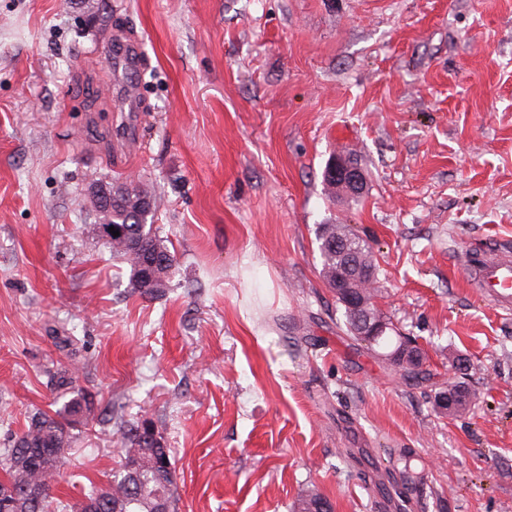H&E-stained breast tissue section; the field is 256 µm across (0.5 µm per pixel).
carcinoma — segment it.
<instances>
[{"label":"carcinoma","instance_id":"cac0c4a2","mask_svg":"<svg viewBox=\"0 0 512 512\" xmlns=\"http://www.w3.org/2000/svg\"><path fill=\"white\" fill-rule=\"evenodd\" d=\"M154 192L146 184H124L112 187V205L96 208L110 221L119 236L106 244L112 257L130 269L129 286L132 292L142 296H157L169 287L175 256L164 241L153 230ZM347 243L348 254L355 266L351 271L367 270L377 275L369 245L347 224H320L316 228V240L322 258L321 274L327 285H332L336 267L347 262L346 255L336 250V239ZM343 326L354 340L363 342L367 348L384 350L386 358L402 344L400 336H381L370 339L358 333L351 313L342 309ZM60 408L49 414L38 411L30 417L29 424L20 435L10 440L0 458V490L15 489L22 483H33L43 487L40 498L31 500L25 496L15 499L12 512H69L70 505L53 499L50 491L57 483L65 451L75 438L76 424H83L95 417L96 404L91 395L75 389L70 377L63 375L57 380ZM149 437L144 421L124 425L125 448L141 446ZM146 465L136 477L119 472L107 485L91 487L80 504L78 512H90L88 501L100 498L96 512H155L161 503H167L163 494L169 482L171 465L169 449L161 443L146 447ZM333 512L330 500L313 488L301 495L293 504L292 512Z\"/></svg>","mask_w":512,"mask_h":512}]
</instances>
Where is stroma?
<instances>
[{
	"mask_svg": "<svg viewBox=\"0 0 512 512\" xmlns=\"http://www.w3.org/2000/svg\"><path fill=\"white\" fill-rule=\"evenodd\" d=\"M115 33L139 69L111 65ZM339 153L361 197L324 183ZM129 175L176 257L157 298L94 229L91 186ZM320 224L366 240L431 382L343 333ZM507 237L512 0H0V440L65 370L151 420L174 512H291L311 488L334 512H512V313L459 267ZM453 383L474 398L439 413ZM81 430L54 490L73 504L123 460L115 422ZM405 452L418 491L384 506L372 480Z\"/></svg>",
	"mask_w": 512,
	"mask_h": 512,
	"instance_id": "35a3bbf8",
	"label": "stroma"
}]
</instances>
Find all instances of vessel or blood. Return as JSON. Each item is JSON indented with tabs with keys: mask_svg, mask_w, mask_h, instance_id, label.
<instances>
[{
	"mask_svg": "<svg viewBox=\"0 0 512 512\" xmlns=\"http://www.w3.org/2000/svg\"><path fill=\"white\" fill-rule=\"evenodd\" d=\"M490 256L479 250L466 254L462 270L501 311L512 312V241L499 239L491 242Z\"/></svg>",
	"mask_w": 512,
	"mask_h": 512,
	"instance_id": "vessel-or-blood-1",
	"label": "vessel or blood"
}]
</instances>
